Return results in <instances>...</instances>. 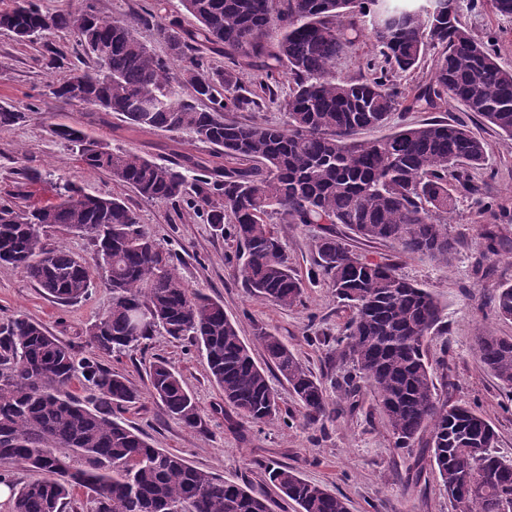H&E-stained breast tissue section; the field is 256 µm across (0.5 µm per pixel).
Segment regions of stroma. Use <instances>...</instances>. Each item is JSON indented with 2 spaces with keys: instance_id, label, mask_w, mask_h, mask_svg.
I'll list each match as a JSON object with an SVG mask.
<instances>
[{
  "instance_id": "obj_1",
  "label": "stroma",
  "mask_w": 512,
  "mask_h": 512,
  "mask_svg": "<svg viewBox=\"0 0 512 512\" xmlns=\"http://www.w3.org/2000/svg\"><path fill=\"white\" fill-rule=\"evenodd\" d=\"M96 6L102 14L129 18L150 9L159 17L179 20L183 27L195 25L180 0H96ZM455 6L472 34L490 43L498 63L512 70V16L496 13L490 0H455ZM67 72L64 64L46 67L32 46L0 30V105L36 106L22 122L0 132V198L14 193L23 168L42 174L25 187L19 200L23 206L54 202L55 185L62 176L86 193L121 197L136 211L144 231L175 265L185 285L222 301L256 361L265 360L257 346L259 331L279 336L323 383L331 410L324 424H307L286 382L273 374L269 382L278 394L281 416L260 424L248 422L225 408L201 353L187 340L159 331L137 350L103 357L102 362L146 391L149 364L168 360L194 396L200 422L194 428L184 427L146 395L139 408L115 412V420L134 426L156 447L181 456L195 468L266 492L274 500L273 512H297L292 501L280 498L263 479L265 467L275 465L288 466L300 477L344 496L350 512H459L435 472L415 470L416 460L427 453L428 434H421L411 449L396 448L369 384L359 382L350 401L339 390L347 369L337 355L336 339L349 312L317 274L314 242L323 233L321 226L275 227L289 266L304 283L302 304L282 309L250 297L237 276L233 236L216 232L205 215L192 209L143 199L108 174L87 171L70 143L52 129L69 125L109 148L131 149L159 164L190 160L214 167L224 165V158L189 133L139 128L114 112L60 103L50 86ZM437 116L465 123L488 145L485 166L465 173L468 188L453 190L447 218L454 242L450 261L406 254L389 242L353 238L349 244L368 260L395 264L403 278L428 288L437 298L441 324L427 342L436 392L441 400L470 406L484 415L497 432V453L512 458V391L503 388L475 354L476 338L483 332L512 336V320L499 319L488 304L498 288L512 284V138L452 100ZM110 301L108 288L98 283L81 301L60 304L20 269L0 265V320L24 315L79 354L88 349L87 329Z\"/></svg>"
}]
</instances>
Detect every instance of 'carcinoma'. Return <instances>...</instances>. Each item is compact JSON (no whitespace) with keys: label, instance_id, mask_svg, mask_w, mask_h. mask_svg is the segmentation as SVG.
<instances>
[{"label":"carcinoma","instance_id":"carcinoma-1","mask_svg":"<svg viewBox=\"0 0 512 512\" xmlns=\"http://www.w3.org/2000/svg\"><path fill=\"white\" fill-rule=\"evenodd\" d=\"M183 2L197 21L192 29L176 19L157 23L149 12L134 21L106 16L94 0L55 11L37 0H13L0 10V28L22 43L51 31L73 34L67 50L43 44L47 67L71 52L78 60L74 70L84 74L78 85L68 75L54 85L52 94L63 104L116 112L141 128L188 131L224 154L228 166L194 174L183 164L111 150L70 126L53 129L86 169L107 173L146 200L201 210L221 232L230 225L242 248L238 276L250 295L290 308L303 293L266 218L323 225L315 242L318 267L350 311L336 339L338 356L356 371L341 386L343 395L355 396L356 378L367 381L398 448L409 449L420 433H429L430 467L446 491H462L455 500L459 512H512V459L494 452L493 426L437 397L425 343L441 320L438 301L394 265L354 252L335 231L343 224L366 241H390L405 253L448 261L453 243L432 216L449 213L451 180L458 168L485 163L486 143L464 125L441 120L406 125L382 139L356 136L386 125L400 106L390 75L413 70L429 48L440 47L431 80L416 88L403 111L433 112L452 98L512 137V70L471 36L454 0H425L418 8L397 0ZM153 23L167 43L165 58L137 35L136 25ZM348 30L367 31L379 49L380 60L367 62L370 80L333 73L338 55L353 44ZM205 48L244 61L262 77L286 67L294 81L283 102L288 127L230 118L238 110L258 112L263 102L238 94L236 70L212 67ZM185 86L193 90L189 99ZM24 118L25 112L0 105L1 131ZM56 196V203L39 208L0 202V263L21 269L64 303L83 298L100 268L112 298L89 328V352L80 359L37 322L14 315L0 323V461L37 474L19 487L3 481L13 512H65L78 488L93 493L96 512H271L252 486L194 468L112 419L114 410L139 404L142 393L101 358L136 348L158 328L191 337L205 353L224 405L240 418L265 423L280 413V404L266 367L255 362L223 303L185 286L123 199L87 195L68 180L56 184ZM52 227L88 238L95 264L49 243ZM141 307L152 321L135 330L131 312ZM492 309L512 319V285L498 290ZM258 339L267 367L287 382L304 420H327L321 382L277 336L262 331ZM475 351L511 389L512 337L483 333ZM76 379L85 387L81 398L69 391ZM148 382L169 417L196 427L197 403L167 361L150 366ZM264 477L300 512H350L344 497L285 465L265 468ZM469 482L476 491L465 490Z\"/></svg>","mask_w":512,"mask_h":512}]
</instances>
